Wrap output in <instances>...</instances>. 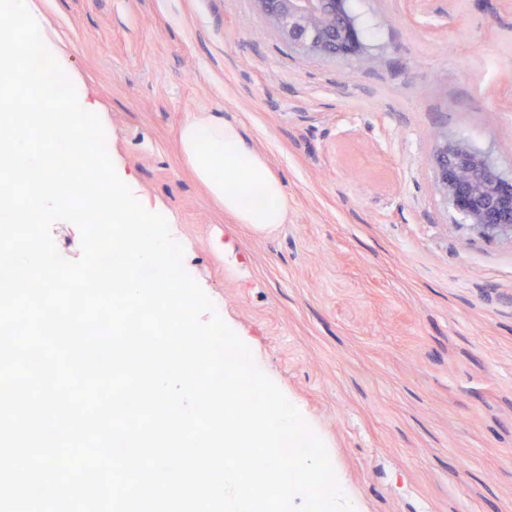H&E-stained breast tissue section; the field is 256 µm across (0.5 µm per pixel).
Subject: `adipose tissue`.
Wrapping results in <instances>:
<instances>
[{"mask_svg":"<svg viewBox=\"0 0 512 512\" xmlns=\"http://www.w3.org/2000/svg\"><path fill=\"white\" fill-rule=\"evenodd\" d=\"M177 144L196 179L237 223L262 231L286 223L284 183L237 122L218 112L186 113Z\"/></svg>","mask_w":512,"mask_h":512,"instance_id":"obj_1","label":"adipose tissue"}]
</instances>
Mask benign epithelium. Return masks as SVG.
<instances>
[{"mask_svg": "<svg viewBox=\"0 0 512 512\" xmlns=\"http://www.w3.org/2000/svg\"><path fill=\"white\" fill-rule=\"evenodd\" d=\"M260 19L309 55L350 58L364 52L347 0H257ZM435 186L482 235L512 239V181L485 154L464 144L439 145L433 154Z\"/></svg>", "mask_w": 512, "mask_h": 512, "instance_id": "benign-epithelium-1", "label": "benign epithelium"}]
</instances>
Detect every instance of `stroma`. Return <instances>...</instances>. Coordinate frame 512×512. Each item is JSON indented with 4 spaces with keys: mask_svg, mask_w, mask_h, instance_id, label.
Segmentation results:
<instances>
[{
    "mask_svg": "<svg viewBox=\"0 0 512 512\" xmlns=\"http://www.w3.org/2000/svg\"><path fill=\"white\" fill-rule=\"evenodd\" d=\"M35 2L116 171L355 512H512V240L473 231L431 164L460 141L512 178V0H350L351 60L298 53L256 0ZM191 110L242 125L287 223L210 198L176 149Z\"/></svg>",
    "mask_w": 512,
    "mask_h": 512,
    "instance_id": "1",
    "label": "stroma"
}]
</instances>
